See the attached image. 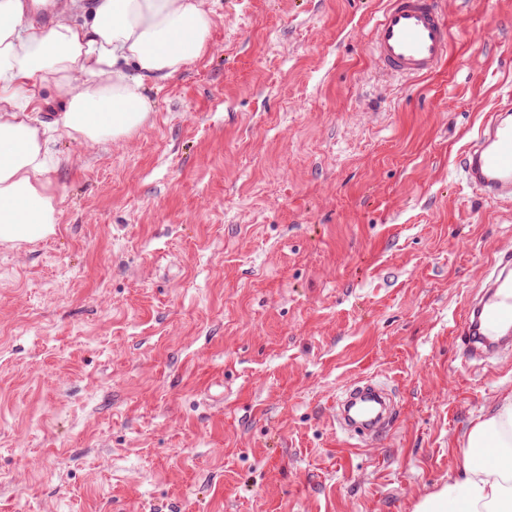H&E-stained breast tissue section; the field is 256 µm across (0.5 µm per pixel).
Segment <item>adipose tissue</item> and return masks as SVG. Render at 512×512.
Returning <instances> with one entry per match:
<instances>
[{
    "instance_id": "obj_1",
    "label": "adipose tissue",
    "mask_w": 512,
    "mask_h": 512,
    "mask_svg": "<svg viewBox=\"0 0 512 512\" xmlns=\"http://www.w3.org/2000/svg\"><path fill=\"white\" fill-rule=\"evenodd\" d=\"M205 0H95L75 20L63 6L50 25L30 22L24 0H0V247L54 233L60 211L48 174L55 134L88 144L121 142L150 119L148 87L172 79L210 49ZM64 101L59 122L35 125L33 94ZM512 512V392L478 416L455 477L414 512Z\"/></svg>"
}]
</instances>
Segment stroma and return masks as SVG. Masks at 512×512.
<instances>
[{
  "label": "stroma",
  "mask_w": 512,
  "mask_h": 512,
  "mask_svg": "<svg viewBox=\"0 0 512 512\" xmlns=\"http://www.w3.org/2000/svg\"><path fill=\"white\" fill-rule=\"evenodd\" d=\"M443 2L447 63L402 81L367 46L386 0H206L149 124L55 142V236L0 248V512H414L455 475L512 392L450 337L512 245L459 173L512 94V0ZM359 376L400 416L345 451Z\"/></svg>",
  "instance_id": "obj_1"
}]
</instances>
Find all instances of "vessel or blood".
<instances>
[{
  "mask_svg": "<svg viewBox=\"0 0 512 512\" xmlns=\"http://www.w3.org/2000/svg\"><path fill=\"white\" fill-rule=\"evenodd\" d=\"M382 70L423 78L436 73L450 51L449 19L439 0H389L369 33ZM464 181L482 199L512 204V105L485 113L461 157ZM464 362L512 352V248L499 249L483 289L469 300L451 328ZM397 415L384 385L349 384L336 400V431L343 443H370L388 433Z\"/></svg>",
  "mask_w": 512,
  "mask_h": 512,
  "instance_id": "obj_1",
  "label": "vessel or blood"
}]
</instances>
